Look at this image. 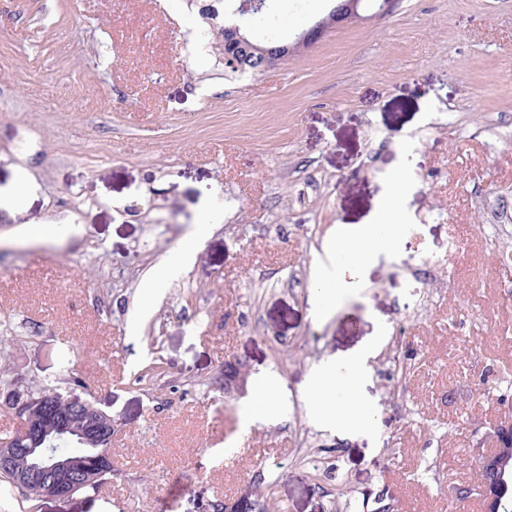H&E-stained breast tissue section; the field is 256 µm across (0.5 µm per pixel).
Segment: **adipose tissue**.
<instances>
[{"label":"adipose tissue","mask_w":512,"mask_h":512,"mask_svg":"<svg viewBox=\"0 0 512 512\" xmlns=\"http://www.w3.org/2000/svg\"><path fill=\"white\" fill-rule=\"evenodd\" d=\"M406 185L405 172L395 171L374 222L355 224L343 228L338 233L333 250L341 254L342 263L338 273L324 274L318 278L316 290L317 304L320 308L328 309L334 306L340 297L360 281L363 272L380 255L393 250L398 241L399 230L394 203L402 197ZM203 233L204 228L199 225L181 240L174 259L154 276L149 286L150 294L160 293L167 288L188 265ZM304 397L316 413L333 417L341 423L360 422L368 418L360 404L358 394H351L347 401H337L336 378L328 369L316 374L306 388Z\"/></svg>","instance_id":"1"}]
</instances>
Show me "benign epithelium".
I'll return each instance as SVG.
<instances>
[{"mask_svg": "<svg viewBox=\"0 0 512 512\" xmlns=\"http://www.w3.org/2000/svg\"><path fill=\"white\" fill-rule=\"evenodd\" d=\"M330 27L323 19L303 30L296 41L268 51L241 33L242 27H232L226 36L225 59L254 54L264 55L266 67L297 49L315 44ZM46 396L38 397L28 389L12 388L4 395L3 404L9 407L18 424L11 436L0 440V467L14 470L22 485H35L40 498L67 500L83 486L93 484L108 468V462L93 453V448L112 443V417L93 402L73 397L61 412L44 415L35 420V412L45 408ZM70 442L83 448L78 454L62 455L54 451L60 442ZM488 447L478 451L473 494L479 500L481 512H498L499 486L512 477L502 449L512 446V403L504 402L497 420L484 437Z\"/></svg>", "mask_w": 512, "mask_h": 512, "instance_id": "1", "label": "benign epithelium"}]
</instances>
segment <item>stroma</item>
I'll return each mask as SVG.
<instances>
[{"instance_id": "obj_1", "label": "stroma", "mask_w": 512, "mask_h": 512, "mask_svg": "<svg viewBox=\"0 0 512 512\" xmlns=\"http://www.w3.org/2000/svg\"><path fill=\"white\" fill-rule=\"evenodd\" d=\"M167 2L0 0V95L18 102L0 112V190L29 186L0 205V383L58 386L114 428L111 482L38 512H478L454 487L512 375V286L479 237L512 227V0H364L232 80ZM335 4L266 0L246 29L290 42ZM68 43L83 53L64 71ZM397 169L396 252L319 312L338 228L368 222ZM202 218L192 264L148 295ZM369 344L374 425L342 431L302 391L328 366L348 399ZM157 358L163 379L136 384ZM260 387L277 411L241 428Z\"/></svg>"}]
</instances>
